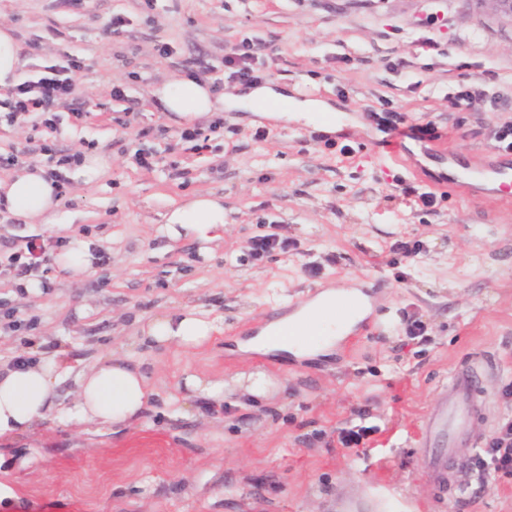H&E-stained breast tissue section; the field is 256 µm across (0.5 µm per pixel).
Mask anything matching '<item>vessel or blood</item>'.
Returning a JSON list of instances; mask_svg holds the SVG:
<instances>
[{"instance_id":"obj_1","label":"vessel or blood","mask_w":512,"mask_h":512,"mask_svg":"<svg viewBox=\"0 0 512 512\" xmlns=\"http://www.w3.org/2000/svg\"><path fill=\"white\" fill-rule=\"evenodd\" d=\"M329 307L336 318V334L343 345L350 344L370 325L374 313L373 305L362 297L339 296L330 302ZM279 320V313L266 312L260 318L258 329L270 333L277 341L311 345L321 339L319 331L308 327L306 314H299L284 326ZM476 384L473 372L466 369L454 371L448 388L439 393L428 417L424 436L428 449L425 474L439 488L453 489L457 486V449L471 441L468 426Z\"/></svg>"}]
</instances>
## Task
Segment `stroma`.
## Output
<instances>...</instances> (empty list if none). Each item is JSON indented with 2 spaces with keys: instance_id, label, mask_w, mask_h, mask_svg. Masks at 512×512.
<instances>
[{
  "instance_id": "35a3bbf8",
  "label": "stroma",
  "mask_w": 512,
  "mask_h": 512,
  "mask_svg": "<svg viewBox=\"0 0 512 512\" xmlns=\"http://www.w3.org/2000/svg\"><path fill=\"white\" fill-rule=\"evenodd\" d=\"M116 16L127 21L118 36ZM0 24L18 47L17 81L63 51L82 60L73 108L55 128L0 112V177L47 166L44 143L110 164L105 177L66 184L56 225L0 211V259L19 236L52 255L57 241L79 237L108 257L79 276L49 263L38 296L0 282V311L22 323L0 332V356L45 340L90 362L124 344L139 318L187 304L220 317L222 330L188 354L141 349L152 381L165 396L187 368L226 384L214 412L206 399L185 416L160 402L128 430L54 417L1 439L0 512H340L337 500L373 494L389 496L391 512H512V478L484 488L466 469L455 491L434 489L422 438L438 389L479 356L493 367L478 371L476 438L512 418L502 395L512 383V203L476 178L497 159L491 132L512 120V105L448 107L458 84H480L488 71L512 94V26L473 0H158L151 9L144 0H0ZM245 39L262 45L264 85L325 103L336 123L224 108L187 120L154 97L197 58L214 97L246 94L224 81V52ZM163 43L170 55H159ZM116 86L123 97H112ZM385 110L445 137L437 154L425 136L403 141L436 186L435 208L401 195V167L374 152L386 132L369 114ZM190 124L205 149L180 141ZM139 149L154 154L153 169L135 163ZM199 192L224 203V229L205 251L159 232ZM273 220L296 251L253 259L251 238ZM399 239L420 242V254L394 257ZM376 282L377 319L349 347L303 357L240 348L261 313L328 285ZM407 311L425 322V340L406 336ZM258 371L278 381L265 398L238 384ZM354 426L375 432L340 447L339 429Z\"/></svg>"
}]
</instances>
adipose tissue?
Returning <instances> with one entry per match:
<instances>
[{
  "mask_svg": "<svg viewBox=\"0 0 512 512\" xmlns=\"http://www.w3.org/2000/svg\"><path fill=\"white\" fill-rule=\"evenodd\" d=\"M167 111L193 118L213 111L209 86L202 81L173 79L155 90ZM57 187L44 168L36 166L0 178V202L24 219H47L57 206ZM224 226V206L207 193L175 208L161 231L170 239L194 236L201 244L213 240ZM219 325L208 311L183 306L143 320L132 345L175 347L190 351L204 345ZM63 348L40 347L15 353L0 362V439L33 430L57 406V388L74 379V400L63 414L70 423L131 426L140 421L159 396L140 360L131 352L112 351L88 365L73 366Z\"/></svg>",
  "mask_w": 512,
  "mask_h": 512,
  "instance_id": "ef3b65f1",
  "label": "adipose tissue"
}]
</instances>
